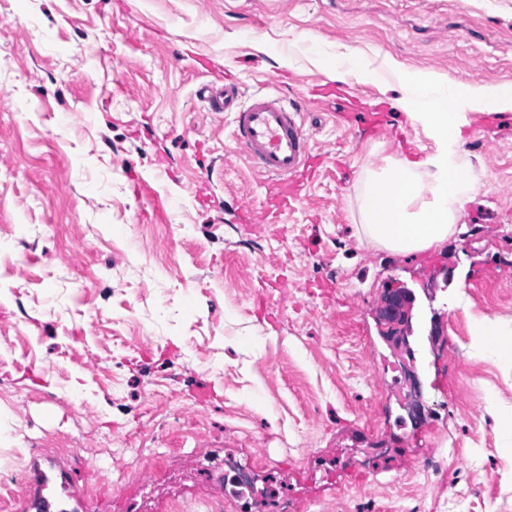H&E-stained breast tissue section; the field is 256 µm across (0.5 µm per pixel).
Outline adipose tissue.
<instances>
[{"mask_svg": "<svg viewBox=\"0 0 512 512\" xmlns=\"http://www.w3.org/2000/svg\"><path fill=\"white\" fill-rule=\"evenodd\" d=\"M315 63L334 80L375 81L395 74L407 89L403 105L414 124L434 141V150L421 160L385 158L383 166L367 170L359 193L360 227L371 244L396 254L428 250L454 234L464 207L477 190L469 163L457 148L462 140V110H512V87L483 84L459 87L435 73L403 70L390 59L371 66L353 54H321ZM472 355L512 358V319L477 318L472 332Z\"/></svg>", "mask_w": 512, "mask_h": 512, "instance_id": "obj_1", "label": "adipose tissue"}]
</instances>
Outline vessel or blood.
I'll list each match as a JSON object with an SVG mask.
<instances>
[{"label":"vessel or blood","mask_w":512,"mask_h":512,"mask_svg":"<svg viewBox=\"0 0 512 512\" xmlns=\"http://www.w3.org/2000/svg\"><path fill=\"white\" fill-rule=\"evenodd\" d=\"M236 87L210 93L217 112L233 115V139L254 171L270 180L277 212L287 210L299 197L298 177L310 163V139L297 106L280 95L258 94L238 106Z\"/></svg>","instance_id":"vessel-or-blood-1"}]
</instances>
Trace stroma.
<instances>
[{
    "label": "stroma",
    "mask_w": 512,
    "mask_h": 512,
    "mask_svg": "<svg viewBox=\"0 0 512 512\" xmlns=\"http://www.w3.org/2000/svg\"><path fill=\"white\" fill-rule=\"evenodd\" d=\"M315 50L512 85V0H0V512H35L38 481L62 512H127L145 486V512H208L228 448L263 457L266 494L301 484L306 512H402L412 493L512 512L491 408L512 406V361L470 354L475 318H512V112L465 111L478 191L457 232L392 253L360 234V180L433 141L390 79L314 102ZM226 80L300 106L321 159L249 232L266 178L198 95ZM398 283L417 430L375 320ZM430 450L444 476L413 473Z\"/></svg>",
    "instance_id": "obj_1"
}]
</instances>
